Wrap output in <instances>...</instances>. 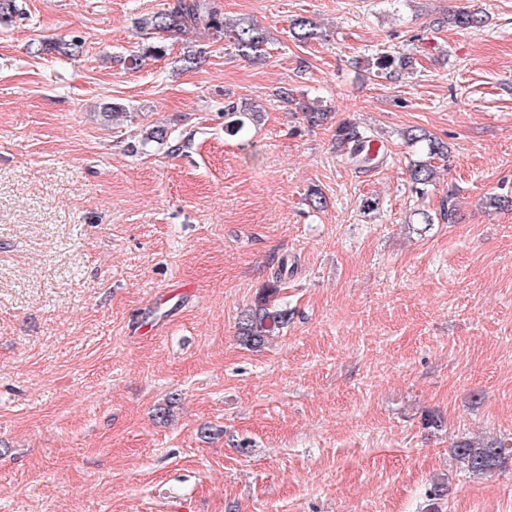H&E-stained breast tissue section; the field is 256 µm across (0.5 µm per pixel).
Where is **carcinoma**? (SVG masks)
Wrapping results in <instances>:
<instances>
[{"label": "carcinoma", "instance_id": "obj_1", "mask_svg": "<svg viewBox=\"0 0 512 512\" xmlns=\"http://www.w3.org/2000/svg\"><path fill=\"white\" fill-rule=\"evenodd\" d=\"M20 14L17 0H0V26H8L13 18ZM448 21L456 27L467 30L476 29L484 24L482 16L465 7H460L448 16ZM135 27L142 36L139 53L124 59L128 66L135 67L145 58L162 57L167 54L166 37L187 34L191 31L204 29L219 38L231 40L236 53L247 59L260 60L265 56L267 35L254 21L240 19L228 22L219 7L210 0H173L168 8L137 19ZM290 37L299 45H307L319 38L316 22L307 16L299 15L290 24ZM44 50L54 51L58 55L71 58L79 55L84 40L74 36L69 40L42 43ZM205 56L202 49L188 50L176 60L182 70L197 67ZM411 64L410 57L404 54L381 53L375 59V68L381 72H392L407 69ZM277 97L285 103H294L312 122L324 118V113L312 103L299 101L293 90L280 87ZM225 132L234 136L248 126L258 122L260 111L246 112L234 101L224 102ZM337 140L343 154L356 166L367 167L379 161L380 154L369 148L373 137L355 125H345L338 129ZM410 143L422 144L430 155H444L448 147L441 144L435 137L425 131L410 133ZM413 184L427 187L434 178V169L425 162H419L410 169ZM275 290L271 289L260 295L242 316L239 336L242 342L258 348L267 342L269 337L288 327L290 321L288 309L277 305L273 299ZM455 458L463 464L467 471L475 476H488L506 466L512 460V445L502 442L475 443L464 440L456 443L453 448Z\"/></svg>", "mask_w": 512, "mask_h": 512}]
</instances>
